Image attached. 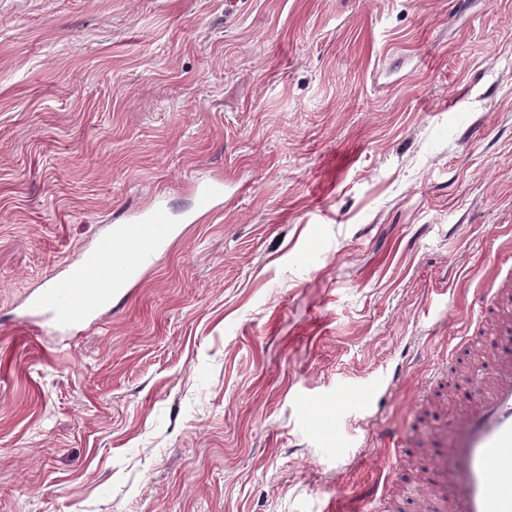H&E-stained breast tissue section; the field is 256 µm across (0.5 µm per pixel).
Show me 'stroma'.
<instances>
[{
  "mask_svg": "<svg viewBox=\"0 0 512 512\" xmlns=\"http://www.w3.org/2000/svg\"><path fill=\"white\" fill-rule=\"evenodd\" d=\"M224 207L197 224L193 184ZM176 234L63 343L25 322L108 224ZM512 0H0V512H327L473 396L512 273ZM380 408L361 395L394 369ZM350 446L337 452L336 438ZM198 205L196 210L184 217L186 223H196L219 212L224 205V183L222 180L200 182L196 185ZM476 302L479 307V318L483 326L496 332L508 330L510 320L500 315L508 309L512 298V278L507 275L494 276L490 283L479 289Z\"/></svg>",
  "mask_w": 512,
  "mask_h": 512,
  "instance_id": "35a3bbf8",
  "label": "stroma"
}]
</instances>
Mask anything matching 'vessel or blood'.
I'll return each instance as SVG.
<instances>
[{
  "label": "vessel or blood",
  "instance_id": "obj_1",
  "mask_svg": "<svg viewBox=\"0 0 512 512\" xmlns=\"http://www.w3.org/2000/svg\"><path fill=\"white\" fill-rule=\"evenodd\" d=\"M198 205L187 222L196 223L224 205V183L196 186ZM176 226L168 207L156 203L124 224L109 225L84 259L68 273L35 288L27 318L74 338L121 296L138 268L150 265ZM485 328L512 327L503 310L512 306V278L493 277L476 297ZM493 377L478 384L469 403L450 412L451 452L431 451L424 480L431 512H512V348L486 352Z\"/></svg>",
  "mask_w": 512,
  "mask_h": 512
}]
</instances>
